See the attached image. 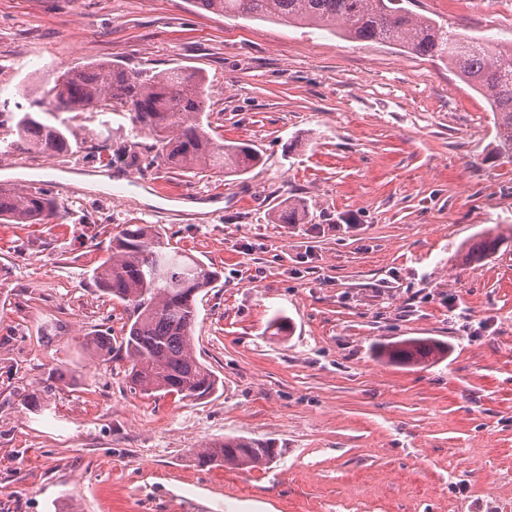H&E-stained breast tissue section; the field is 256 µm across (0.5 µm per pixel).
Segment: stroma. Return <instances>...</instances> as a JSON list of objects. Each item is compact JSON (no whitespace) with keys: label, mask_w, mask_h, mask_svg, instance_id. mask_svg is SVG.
<instances>
[{"label":"stroma","mask_w":512,"mask_h":512,"mask_svg":"<svg viewBox=\"0 0 512 512\" xmlns=\"http://www.w3.org/2000/svg\"><path fill=\"white\" fill-rule=\"evenodd\" d=\"M410 8L512 43V0ZM91 60L203 71L212 129L261 162L138 166L150 139L94 111L71 120L69 154L0 151V181L62 215L0 223V512H512V160L486 97L399 45L193 0H0V112ZM288 199L305 223H274ZM131 224L219 273L194 330L221 381L208 398L129 387L128 314L90 274ZM277 314L288 335L269 334ZM424 337L447 356L373 352ZM227 436L278 455L198 466Z\"/></svg>","instance_id":"obj_1"}]
</instances>
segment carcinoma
I'll list each match as a JSON object with an SVG mask.
<instances>
[{
	"label": "carcinoma",
	"instance_id": "cac0c4a2",
	"mask_svg": "<svg viewBox=\"0 0 512 512\" xmlns=\"http://www.w3.org/2000/svg\"><path fill=\"white\" fill-rule=\"evenodd\" d=\"M221 17L282 20L322 26L354 40L399 44L411 53L448 62L473 89L484 94L494 115L498 153L512 158V51L450 31L420 17L400 0H193ZM209 94L205 77L174 65L160 72L118 63L90 61L59 72L54 85L33 101L36 112H11L0 121V146L21 153L58 156L72 150L76 134L44 115L54 112H110L130 121L134 135L154 141L147 165L180 172L208 171L241 176L260 161L250 146L213 136L203 122ZM306 204L292 200L274 214L280 224H303ZM62 219L43 194L0 189V221L51 224ZM108 257L92 278L104 293L129 311L122 342L131 388L144 394L164 392L202 399L218 388L214 372L194 352L197 294L215 279L202 261L168 244L147 225L126 227L113 235ZM86 346L105 358L112 346L104 336ZM448 346L431 339L383 344L377 354L391 362L417 365L436 361ZM277 455L267 441L228 436L198 454L203 466L256 467Z\"/></svg>",
	"mask_w": 512,
	"mask_h": 512
}]
</instances>
